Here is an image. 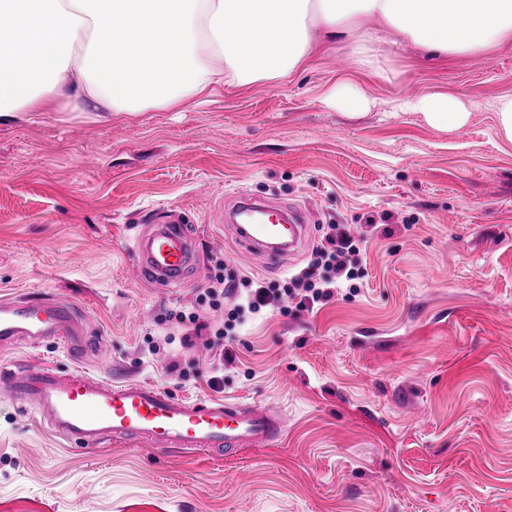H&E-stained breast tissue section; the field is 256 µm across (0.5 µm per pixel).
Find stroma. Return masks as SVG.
I'll list each match as a JSON object with an SVG mask.
<instances>
[{"mask_svg": "<svg viewBox=\"0 0 512 512\" xmlns=\"http://www.w3.org/2000/svg\"><path fill=\"white\" fill-rule=\"evenodd\" d=\"M373 30L383 78L340 41L288 79L198 106L0 123V297L63 298L91 336L80 359L22 342L0 348V366L82 368L286 422L239 451L86 449L0 399V512H512V142L493 110L512 94V40L443 57ZM344 83L369 98L364 115L328 103ZM426 93L461 99L468 125L393 107ZM244 194L310 211L309 240L279 269L224 230ZM164 216L198 245L178 288L151 287L129 256ZM333 224L363 240L357 279L321 310L249 317L226 343L231 365L165 322L216 266L282 282Z\"/></svg>", "mask_w": 512, "mask_h": 512, "instance_id": "35a3bbf8", "label": "stroma"}]
</instances>
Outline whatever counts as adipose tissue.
I'll return each mask as SVG.
<instances>
[{
    "label": "adipose tissue",
    "mask_w": 512,
    "mask_h": 512,
    "mask_svg": "<svg viewBox=\"0 0 512 512\" xmlns=\"http://www.w3.org/2000/svg\"><path fill=\"white\" fill-rule=\"evenodd\" d=\"M0 122L25 112H148L303 68L347 39L378 70L373 20L414 48L476 55L512 38V0H0ZM442 130L471 118L456 97L401 99Z\"/></svg>",
    "instance_id": "ef3b65f1"
}]
</instances>
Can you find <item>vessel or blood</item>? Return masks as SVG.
<instances>
[{
  "label": "vessel or blood",
  "instance_id": "b4317fda",
  "mask_svg": "<svg viewBox=\"0 0 512 512\" xmlns=\"http://www.w3.org/2000/svg\"><path fill=\"white\" fill-rule=\"evenodd\" d=\"M269 209L244 197L229 229L244 246L277 260L306 241L308 212L295 208L269 221ZM139 271L154 287L169 288L191 273L195 243L179 221L152 225L133 248ZM89 325L75 307L54 298L0 299V345L52 340L86 350ZM0 398L18 402L67 439L91 448L102 441L135 439L156 448L242 449L266 445L283 433L273 409L221 398L181 399L152 384L112 383L84 370L60 375L36 366L0 368Z\"/></svg>",
  "mask_w": 512,
  "mask_h": 512
}]
</instances>
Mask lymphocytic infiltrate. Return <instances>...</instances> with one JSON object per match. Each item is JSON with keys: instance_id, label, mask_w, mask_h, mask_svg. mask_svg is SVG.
I'll list each match as a JSON object with an SVG mask.
<instances>
[{"instance_id": "1", "label": "lymphocytic infiltrate", "mask_w": 512, "mask_h": 512, "mask_svg": "<svg viewBox=\"0 0 512 512\" xmlns=\"http://www.w3.org/2000/svg\"><path fill=\"white\" fill-rule=\"evenodd\" d=\"M359 252V240L344 225H335L327 247L317 251L306 268L283 284L269 285L253 279L236 282L217 272L211 276L209 287L198 295L196 310H175L167 313L166 319L198 337L208 328L200 319L201 311L223 310L224 326L215 332L220 339L233 332L245 313H257L286 300L294 301L300 310L324 307L334 297L340 282L355 279L354 258Z\"/></svg>"}]
</instances>
